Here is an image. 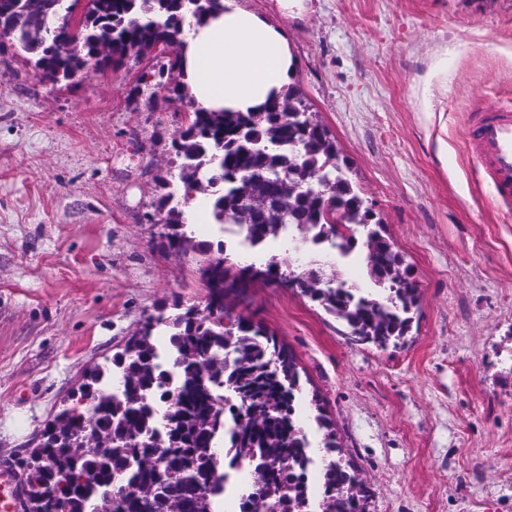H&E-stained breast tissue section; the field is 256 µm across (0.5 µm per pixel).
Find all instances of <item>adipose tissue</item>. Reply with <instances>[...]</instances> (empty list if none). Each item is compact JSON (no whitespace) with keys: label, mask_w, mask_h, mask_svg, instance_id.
<instances>
[{"label":"adipose tissue","mask_w":512,"mask_h":512,"mask_svg":"<svg viewBox=\"0 0 512 512\" xmlns=\"http://www.w3.org/2000/svg\"><path fill=\"white\" fill-rule=\"evenodd\" d=\"M182 80L196 108L254 112L288 91L293 56L281 27L224 0L204 21L187 19Z\"/></svg>","instance_id":"1"}]
</instances>
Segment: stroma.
I'll return each instance as SVG.
<instances>
[{
  "instance_id": "1",
  "label": "stroma",
  "mask_w": 512,
  "mask_h": 512,
  "mask_svg": "<svg viewBox=\"0 0 512 512\" xmlns=\"http://www.w3.org/2000/svg\"><path fill=\"white\" fill-rule=\"evenodd\" d=\"M280 26L290 84L336 140L421 293L404 346L351 345L289 288L241 310L295 354L301 423L371 487L367 512H512V212L466 138L512 104V0H238ZM130 59L50 85L0 54V467L15 480L84 374L156 306L199 305L197 256L148 223L190 101L158 105Z\"/></svg>"
}]
</instances>
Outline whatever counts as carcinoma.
Here are the masks:
<instances>
[{
  "label": "carcinoma",
  "mask_w": 512,
  "mask_h": 512,
  "mask_svg": "<svg viewBox=\"0 0 512 512\" xmlns=\"http://www.w3.org/2000/svg\"><path fill=\"white\" fill-rule=\"evenodd\" d=\"M79 2L6 0L0 47L19 45L54 85L83 71L102 44L112 46V56L99 70H119L133 56L163 55L186 18L200 20L222 7L221 0ZM157 76L164 100L182 96L180 57H168ZM172 147L180 159V184L163 183L165 193L147 221L164 224L170 247L202 257L205 306L190 305L172 317L161 309L147 315L112 355L110 367L89 370L80 398H91V405L60 411L31 451L30 501L38 503L52 481L56 512H96L99 505L105 512H221L224 490L242 482L244 468L251 493L238 498V512H266L269 502L275 512H365L371 488L355 468L331 457L335 433L317 396L315 420L330 458L317 461L299 422L297 358L275 333L235 309L249 288L272 283L276 274L333 316L347 341L396 348L405 343L410 313L420 302L411 265L383 230H377L385 240L380 249L363 236L364 225L381 221L339 163L329 130L291 87L260 112L192 110ZM279 178L293 189L277 221L244 216L245 182ZM204 182L223 187L212 203L216 222L235 225L249 246L283 235L348 256L360 244L373 287L335 275L309 288L310 279L322 276L320 264L308 259L297 271L272 259L240 266L237 292L226 291L224 242L214 249L193 240L174 205L178 194L187 199ZM317 192L334 205L319 204ZM160 328L169 336L167 351L152 343ZM315 470L323 488L319 502L309 494Z\"/></svg>",
  "instance_id": "carcinoma-1"
}]
</instances>
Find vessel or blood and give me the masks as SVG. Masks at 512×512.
Listing matches in <instances>:
<instances>
[{
    "mask_svg": "<svg viewBox=\"0 0 512 512\" xmlns=\"http://www.w3.org/2000/svg\"><path fill=\"white\" fill-rule=\"evenodd\" d=\"M473 153L495 190L498 205L512 207V108H500L480 123Z\"/></svg>",
    "mask_w": 512,
    "mask_h": 512,
    "instance_id": "vessel-or-blood-1",
    "label": "vessel or blood"
}]
</instances>
